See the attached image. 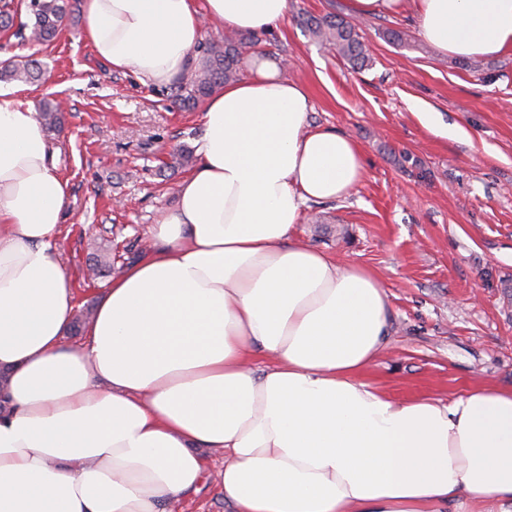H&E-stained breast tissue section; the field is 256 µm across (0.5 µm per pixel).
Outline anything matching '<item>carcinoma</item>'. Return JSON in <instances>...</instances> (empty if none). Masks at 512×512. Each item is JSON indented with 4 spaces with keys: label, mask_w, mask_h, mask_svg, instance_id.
I'll list each match as a JSON object with an SVG mask.
<instances>
[{
    "label": "carcinoma",
    "mask_w": 512,
    "mask_h": 512,
    "mask_svg": "<svg viewBox=\"0 0 512 512\" xmlns=\"http://www.w3.org/2000/svg\"><path fill=\"white\" fill-rule=\"evenodd\" d=\"M26 8L30 20L18 25L15 35L34 44H46L55 40L67 16L73 14L72 0H28ZM306 26L312 38L354 66H364L369 60L358 26L344 16L324 15L307 20ZM235 35L224 38H209L198 43L193 53L200 56L198 69L189 80L178 88L174 104L181 108H195L227 82L238 79L240 62L244 53L256 45ZM41 79L40 62L32 57L9 59L0 62V81H19L30 85ZM40 118L45 128L58 131L63 124L60 105L45 100L40 105ZM118 258L108 254L95 259L90 266L93 277H104L112 273Z\"/></svg>",
    "instance_id": "1"
}]
</instances>
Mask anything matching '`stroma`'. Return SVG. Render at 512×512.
<instances>
[{
    "mask_svg": "<svg viewBox=\"0 0 512 512\" xmlns=\"http://www.w3.org/2000/svg\"><path fill=\"white\" fill-rule=\"evenodd\" d=\"M349 16L348 0H289L288 18L259 34L283 77L303 83L308 124L360 145L363 183L339 202L310 203L295 240L375 273L390 304L389 344L363 378L400 400L450 401L490 382L512 388V51L442 55L407 17L363 18L370 60L360 69L314 41L308 17ZM405 34L388 40L389 30ZM34 55L45 82H12L17 97L66 102L50 146L69 184L60 241L76 307L95 309L108 278L85 281L95 256L147 254L153 224L176 200L202 132L201 111L172 104L176 85H145L98 58L82 16L30 47L0 33V60ZM436 112L441 128L419 118ZM172 512H232L216 478Z\"/></svg>",
    "mask_w": 512,
    "mask_h": 512,
    "instance_id": "35a3bbf8",
    "label": "stroma"
}]
</instances>
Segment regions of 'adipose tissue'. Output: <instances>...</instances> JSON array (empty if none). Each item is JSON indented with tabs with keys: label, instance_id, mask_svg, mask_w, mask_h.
<instances>
[{
	"label": "adipose tissue",
	"instance_id": "adipose-tissue-1",
	"mask_svg": "<svg viewBox=\"0 0 512 512\" xmlns=\"http://www.w3.org/2000/svg\"><path fill=\"white\" fill-rule=\"evenodd\" d=\"M410 14L443 54L512 49V0H351ZM289 0H83L96 55L188 79L203 22L257 35ZM305 86L256 57L214 93L197 163L73 347L55 240L69 185L31 105L0 87V512H168L206 454L233 512H439L512 503V388L397 400L362 374L388 343L375 275L295 243L306 203L366 177L349 135L309 129ZM273 363L255 370L256 354Z\"/></svg>",
	"mask_w": 512,
	"mask_h": 512
}]
</instances>
